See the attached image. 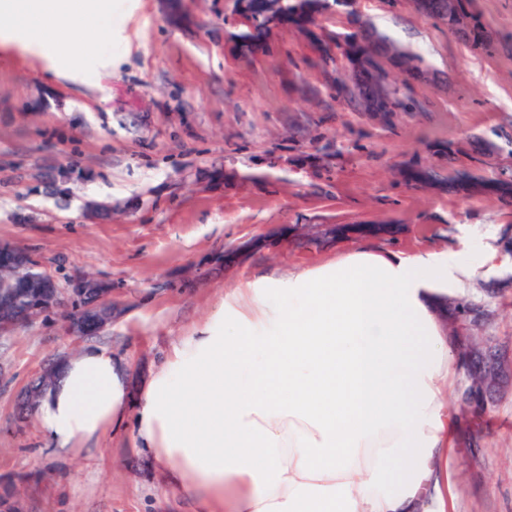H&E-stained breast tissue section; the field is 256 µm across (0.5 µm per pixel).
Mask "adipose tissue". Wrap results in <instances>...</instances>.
Instances as JSON below:
<instances>
[{"label": "adipose tissue", "instance_id": "ef3b65f1", "mask_svg": "<svg viewBox=\"0 0 512 512\" xmlns=\"http://www.w3.org/2000/svg\"><path fill=\"white\" fill-rule=\"evenodd\" d=\"M112 0H0V46L65 64L69 29ZM493 249L353 250L234 289L220 320L173 340L130 392L105 347L66 356L34 410L52 449L132 422L141 453L193 512H446L458 377L440 297Z\"/></svg>", "mask_w": 512, "mask_h": 512}]
</instances>
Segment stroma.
I'll return each instance as SVG.
<instances>
[{
  "label": "stroma",
  "mask_w": 512,
  "mask_h": 512,
  "mask_svg": "<svg viewBox=\"0 0 512 512\" xmlns=\"http://www.w3.org/2000/svg\"><path fill=\"white\" fill-rule=\"evenodd\" d=\"M103 26L77 28L75 52L116 56L74 82L0 48V245L26 249L66 281L94 274L112 290L116 319L95 336L69 335L60 315L0 336V496L19 512H190L171 497L136 436L122 429L94 449L50 450L19 395L49 363L106 347L129 363L138 389L169 342L214 319L233 288L284 277L334 257L338 245L262 249L233 264L241 242L280 227L400 224L385 250L448 252L467 236L500 255L462 297L488 305L489 330L512 356V204L461 188L407 187L399 171L437 163L512 181V0H475L492 40L476 51L412 0H355V12L422 55L411 108L370 120L336 99L311 39L274 30L243 56L234 0H120ZM481 439L456 440L454 512H512V393L477 421Z\"/></svg>",
  "instance_id": "obj_1"
}]
</instances>
